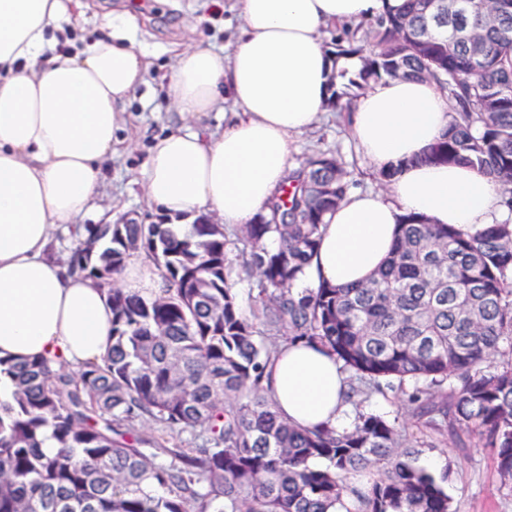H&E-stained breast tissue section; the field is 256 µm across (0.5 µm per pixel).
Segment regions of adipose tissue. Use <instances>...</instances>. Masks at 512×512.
Masks as SVG:
<instances>
[{"label":"adipose tissue","mask_w":512,"mask_h":512,"mask_svg":"<svg viewBox=\"0 0 512 512\" xmlns=\"http://www.w3.org/2000/svg\"><path fill=\"white\" fill-rule=\"evenodd\" d=\"M406 0H211L240 26L229 51L176 50L165 88L179 127L155 139L140 180L159 212L252 223L291 166L294 137L316 123L332 63L333 23L401 11ZM83 0H0V357H55L73 369L112 345L105 289L49 255L56 232L100 217L97 199L127 106L147 86L151 62L110 25L70 51L61 40ZM224 115V129L203 120ZM450 123L430 81L372 84L351 132L375 167L408 166L384 194H350L328 224L300 285L366 280L389 258L401 216L469 230L512 218L503 189L476 169L415 158ZM276 411L303 428L350 427L343 377L322 349L282 345L269 366Z\"/></svg>","instance_id":"1"}]
</instances>
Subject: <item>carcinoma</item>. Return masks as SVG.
<instances>
[{"label": "carcinoma", "mask_w": 512, "mask_h": 512, "mask_svg": "<svg viewBox=\"0 0 512 512\" xmlns=\"http://www.w3.org/2000/svg\"><path fill=\"white\" fill-rule=\"evenodd\" d=\"M463 2L407 0L329 32L325 107L350 112L385 78L435 82L452 121L414 162L473 167L512 208V0ZM354 186L342 157L320 151L289 170L268 219L76 228L59 256L109 289L112 347L76 373L53 358H0L13 382L0 399V512H452L445 478L414 464L420 449L397 422L363 410L374 394L404 395L426 426L493 449L512 493V223L463 230L404 216L366 282L297 291ZM133 257L159 270V295L118 287ZM244 276L255 282L248 314ZM273 338L330 352L352 429L277 414L264 386ZM144 420L148 439L136 434Z\"/></svg>", "instance_id": "obj_1"}]
</instances>
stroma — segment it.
Segmentation results:
<instances>
[{"instance_id":"35a3bbf8","label":"stroma","mask_w":512,"mask_h":512,"mask_svg":"<svg viewBox=\"0 0 512 512\" xmlns=\"http://www.w3.org/2000/svg\"><path fill=\"white\" fill-rule=\"evenodd\" d=\"M122 11L133 17L134 40L152 62L150 86L155 99L149 106L143 105L141 97L131 99L128 105L131 127L123 132L122 144L114 148L100 204L111 211L113 219L133 215L138 223L153 224L158 220L156 210L147 203L136 178L154 138L177 123L175 113L169 110L164 99L173 64L168 47L184 41L210 50L228 48L239 20L229 11H211L207 0H93L91 9L68 36L74 46H83L102 34L107 15ZM348 125L346 115L324 113L312 129L293 142L292 163H299L317 151L337 150L353 169L356 191L382 192V185L374 177V167L350 135ZM366 408L397 420L410 442L423 444L424 450L417 457L418 466H425L434 457L450 462L451 471L444 488L452 499L454 512H512V493L499 488L492 449L475 444L457 445L450 437L411 417L404 402L398 399L376 395Z\"/></svg>"}]
</instances>
